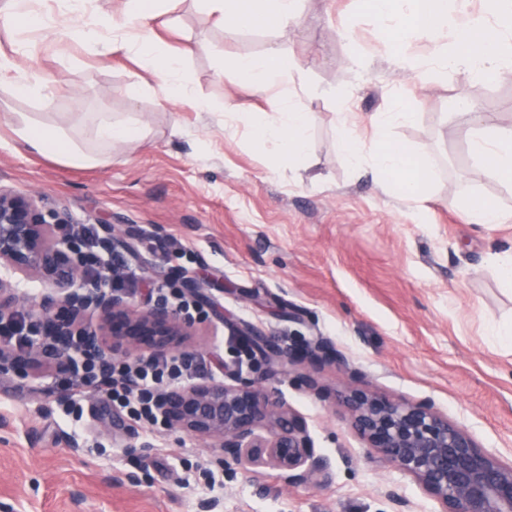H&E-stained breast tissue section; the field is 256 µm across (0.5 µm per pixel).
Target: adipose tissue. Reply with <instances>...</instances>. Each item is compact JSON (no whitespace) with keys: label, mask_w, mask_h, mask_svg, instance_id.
<instances>
[{"label":"adipose tissue","mask_w":512,"mask_h":512,"mask_svg":"<svg viewBox=\"0 0 512 512\" xmlns=\"http://www.w3.org/2000/svg\"><path fill=\"white\" fill-rule=\"evenodd\" d=\"M208 13L222 20L273 18L285 25L298 13V0H203ZM375 22L384 33L393 35L388 48L393 63L415 73L425 82L450 72L463 73L472 81H499L512 77V0H484L479 20L463 24L459 17L466 0H367ZM161 0H125L120 19L107 26L88 25L79 37L94 44L100 54L121 47L136 55L144 68L160 82L167 98L201 110L205 104L192 94L185 61L196 52L187 44L173 50L148 35L146 28L158 17ZM426 42L428 53L415 56L414 43ZM232 68L259 90L279 85L288 64L279 49L272 48L265 58L239 56ZM471 124L468 131L471 158L489 178L512 182V130L496 127L491 116L475 111L473 103L459 110ZM310 110L295 96H283L270 118L256 122L252 133L272 145L289 163L301 164L307 155ZM22 146L41 156L70 166H99L108 161L107 151L118 141L144 142L145 135L134 124L114 119L111 113H98L85 131L84 143H77L59 127L22 121L16 131ZM338 142L351 170L358 175L375 171L395 185L402 197L422 196L436 179L424 149L378 139L366 147L357 126L341 120Z\"/></svg>","instance_id":"1"}]
</instances>
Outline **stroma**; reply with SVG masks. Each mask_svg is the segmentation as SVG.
Segmentation results:
<instances>
[{
    "label": "stroma",
    "mask_w": 512,
    "mask_h": 512,
    "mask_svg": "<svg viewBox=\"0 0 512 512\" xmlns=\"http://www.w3.org/2000/svg\"><path fill=\"white\" fill-rule=\"evenodd\" d=\"M163 6L168 26L159 37L199 47L186 71L207 110L169 101L127 50L103 55L78 37L86 19H111L118 0H90L87 16L61 17L52 37L24 36L0 19V55L40 76L54 96L48 108L17 96L0 107V184L42 196L75 224L132 233L135 305L154 304L156 282L178 288L196 276L208 315L196 320L191 343L206 367L230 361L231 329L242 324L301 342L323 338L347 361L322 371L323 385L432 399L479 447L512 460V346L490 334L512 318V293L487 264L490 253L512 249V222L472 224L463 213L486 199L512 213V183L481 173L448 116L449 99L462 95L512 128V81L414 79L383 51L360 0H302L285 28L220 23L199 0ZM273 46L297 61L289 88L314 113L305 168L251 133L252 119L274 112L279 89L258 91L226 65ZM342 87L352 92L346 108L362 119L365 144L382 137L426 149L437 178L425 198L400 197L380 177L350 171L337 145ZM398 102L416 112L414 123L370 125ZM229 110L239 120L228 126ZM20 112L66 129L78 127L80 113L109 112L145 126L150 142L115 143L98 168L68 166L18 147ZM56 373L45 362L25 377L0 374V512L442 510L367 448L340 404L303 385L302 368L275 367L269 384L328 461L323 485L243 469L176 429H129L96 390L72 421Z\"/></svg>",
    "instance_id": "35a3bbf8"
}]
</instances>
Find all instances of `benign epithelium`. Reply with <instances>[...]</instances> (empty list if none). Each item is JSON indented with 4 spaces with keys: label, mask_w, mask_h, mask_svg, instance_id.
<instances>
[{
    "label": "benign epithelium",
    "mask_w": 512,
    "mask_h": 512,
    "mask_svg": "<svg viewBox=\"0 0 512 512\" xmlns=\"http://www.w3.org/2000/svg\"><path fill=\"white\" fill-rule=\"evenodd\" d=\"M69 224L43 197L0 186V267L49 287L37 306L41 341L20 352L0 348V373L25 374L43 358L60 370L71 368L70 340L79 332L85 352L102 365L119 355L188 353L194 320L163 301L139 309L124 291L103 287L87 274L76 236L57 234ZM103 243L130 247L128 233L113 227L106 229ZM18 303L13 282L0 277V321L11 319ZM88 310L97 315L91 326L82 323ZM236 335L270 368L305 365V385L322 398L329 392L316 375L327 365L345 364L327 340L295 344L250 325L237 328ZM229 375V382L202 380L169 390L160 400L161 418L210 441L245 469L277 470L290 484L327 480L328 463L315 454L302 416L265 377L243 378L237 370ZM341 401L368 447L414 479L442 512H512V463L481 449L432 401L396 400L358 387L349 388Z\"/></svg>",
    "instance_id": "1"
}]
</instances>
